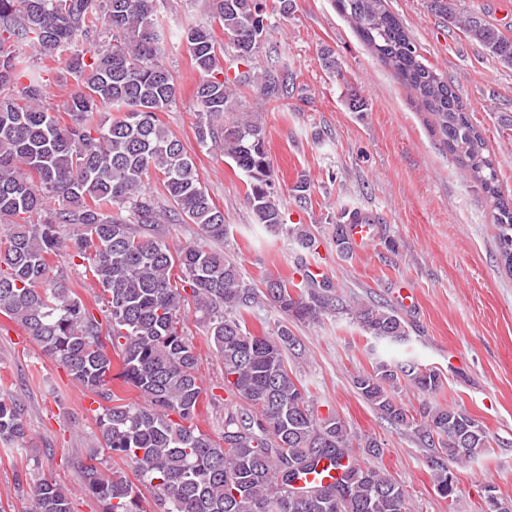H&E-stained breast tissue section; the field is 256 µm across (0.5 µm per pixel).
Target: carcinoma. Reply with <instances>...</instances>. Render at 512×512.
<instances>
[{
    "instance_id": "cac0c4a2",
    "label": "carcinoma",
    "mask_w": 512,
    "mask_h": 512,
    "mask_svg": "<svg viewBox=\"0 0 512 512\" xmlns=\"http://www.w3.org/2000/svg\"><path fill=\"white\" fill-rule=\"evenodd\" d=\"M292 7L293 0H213L209 20L189 27L184 38L200 74L199 147L220 151L244 174L257 223L307 250L308 232L284 223L263 123L231 111L241 88L275 104L290 98L293 73L248 69L230 81L220 62L228 47L239 63H251L271 28L269 10L285 17ZM336 7L416 93L448 155L493 200L498 256L512 274V204L453 86L425 62L384 0H336ZM427 8L512 66V38L497 26L461 12L457 0H427ZM162 32L155 0H0V315L22 326L84 391L108 402L96 419L99 448L81 466L84 490L101 512H411L398 483L359 463L345 423L315 410L288 365L286 353L300 346L288 325L256 336L244 314L262 297L300 323L344 312L368 341L393 346L409 342L404 321L384 305L344 308L331 279L303 264L300 282L270 277L261 290L224 254V209L160 118L179 92L160 57ZM51 65L73 79L61 111L44 102L43 72ZM290 192L301 206L311 202L306 179ZM356 219L370 223L348 210L335 227L343 256L353 250ZM164 224H195L202 237L172 247ZM63 251L67 266L83 268L98 287V309L55 263ZM190 300L224 363V391L246 404L225 419L217 440L198 425L214 394L201 386L198 356L180 327ZM114 378L137 399L119 396ZM403 383L432 395L442 379L410 360H379L354 379L357 393L381 415L436 448L433 483L452 502L457 479L448 463L486 455L489 433L453 406L432 405L414 417L395 397ZM26 437L20 405L0 397V444L21 445ZM101 450L134 470L153 491V507H145L126 476L108 472ZM333 469L330 482H306ZM34 494L35 512H70L63 485L42 481Z\"/></svg>"
}]
</instances>
